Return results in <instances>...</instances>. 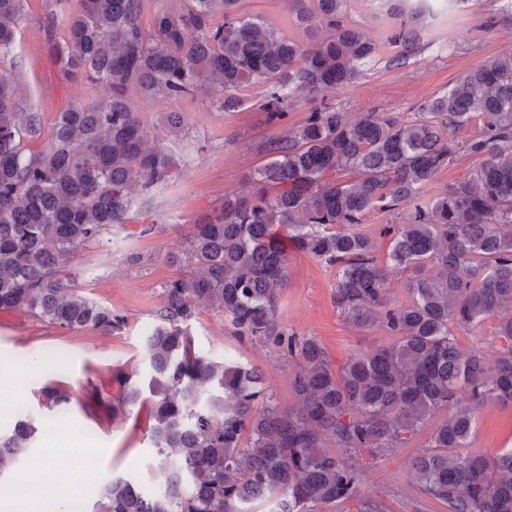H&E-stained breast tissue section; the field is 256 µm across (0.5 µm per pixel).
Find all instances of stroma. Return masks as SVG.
<instances>
[{
    "mask_svg": "<svg viewBox=\"0 0 512 512\" xmlns=\"http://www.w3.org/2000/svg\"><path fill=\"white\" fill-rule=\"evenodd\" d=\"M50 16L55 19L51 27L46 24ZM67 21L55 0H23L14 44L8 53H0V73L11 75L18 86V111L35 117L45 131L58 112L72 105H95L108 95L105 83L69 80L49 52L48 40L63 39ZM426 32L420 50L401 66L391 64L393 50L382 45L380 60L338 91L337 106L352 119L373 110L409 115L468 71L512 56V8L507 0H467L429 21ZM262 94L258 86L243 89V106L226 112L214 106L212 92L205 89L180 100L131 93L134 111L187 165L178 180L150 195L134 191L140 217L130 230H113L102 244L84 246L70 260L81 293L125 316L121 329L68 332L20 311L0 310V365L15 366L18 383L16 394L0 395V428L12 426L22 411L36 417L35 446L21 458L19 472L32 474L46 455L58 463L89 457L99 481L123 475L137 479L146 490L158 488L149 403L119 416L110 406L121 394L120 373L146 366L144 341L157 322L164 285L187 257L194 224L220 207L225 194H251L253 178L267 158L266 142L287 136L307 116L308 105L298 100L282 122L267 124L259 109ZM172 112L184 113L181 128L169 125ZM144 224L150 230L143 235L139 228ZM287 271L277 318L297 335L316 337L332 365H341L351 352L386 344L381 328L357 326L340 316L333 299L335 269L292 247ZM192 334L200 352L258 368L280 407L296 406L289 384L293 364L287 357L240 341L222 315L207 309ZM50 384L71 394L67 413L45 407L42 389ZM74 428L82 433L77 443L68 437ZM425 441L418 436L372 465L364 494L380 496L387 512H447L410 480L409 462ZM471 446L490 454L512 448V408L485 405L477 415Z\"/></svg>",
    "mask_w": 512,
    "mask_h": 512,
    "instance_id": "35a3bbf8",
    "label": "stroma"
}]
</instances>
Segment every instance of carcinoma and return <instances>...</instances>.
I'll list each match as a JSON object with an SVG mask.
<instances>
[{"instance_id":"carcinoma-1","label":"carcinoma","mask_w":512,"mask_h":512,"mask_svg":"<svg viewBox=\"0 0 512 512\" xmlns=\"http://www.w3.org/2000/svg\"><path fill=\"white\" fill-rule=\"evenodd\" d=\"M348 0H283L295 21L330 34L307 47L240 0H189L162 11L149 31L142 0H77L66 36L49 40L70 78L102 81L110 93L92 107L58 113L38 141L34 119L16 110L17 85L0 74V310H17L65 331L120 327L122 316L79 294L68 262L74 252L127 229L133 187L148 194L177 180L185 158L165 146L131 108L129 91L170 99L213 80L217 103L242 105L238 91L265 87L260 109L282 121L296 93L305 122L271 139L251 196L194 225L189 270L164 286L157 324L145 340L152 440L162 488L146 494L118 476L100 489L93 512H320L352 502L355 512H385L361 493L364 456L379 460L406 447L435 416L410 465L421 494L448 512H512V448L469 450L476 412L512 407V56L462 76L421 112H365L351 120L331 100L376 60L379 46L344 24ZM429 0H390L395 20L389 62L406 63L424 40L415 24ZM22 0H0V52L15 40ZM476 125L464 143L448 126ZM464 152L477 158L466 176L425 196L435 176ZM409 209L386 224L387 263L365 230L375 210ZM336 268L337 311L377 325L393 341L353 352L334 368L312 336L278 322L277 289L287 280L285 242ZM405 272L409 300L389 302V273ZM221 313L241 340L295 361L298 405L283 410L255 367L201 354L191 338L199 308ZM496 320L494 359L462 351L457 335ZM137 372L123 375L116 409L143 400ZM64 410L71 395L43 390ZM22 415L0 431V479L10 478L35 441Z\"/></svg>"}]
</instances>
